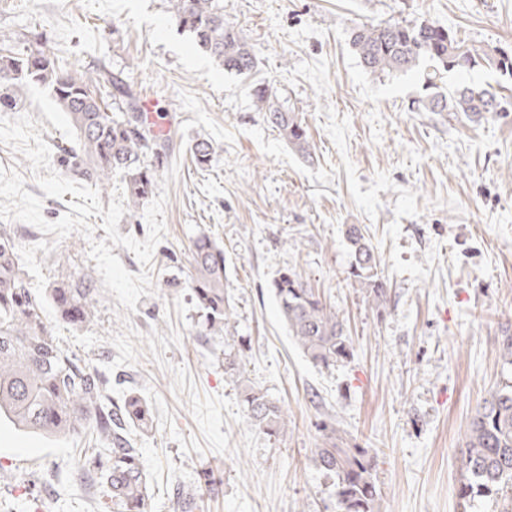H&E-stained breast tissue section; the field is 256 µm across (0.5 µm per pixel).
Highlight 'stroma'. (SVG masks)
<instances>
[{
    "mask_svg": "<svg viewBox=\"0 0 512 512\" xmlns=\"http://www.w3.org/2000/svg\"><path fill=\"white\" fill-rule=\"evenodd\" d=\"M224 18L257 57L255 70L220 68L178 31L167 0H0V51L42 49L101 82L124 78L162 139L148 162L178 167L165 208L166 234L152 260V295L136 311L101 292L83 330L100 343L63 349L102 372L116 405L146 402L152 429L131 430L150 475L148 512H174L176 490L196 491L220 470L218 493L198 512H336L332 478L314 464L335 426L345 444L378 453L380 512H512V499L458 497L461 449L471 416L503 379L498 338L512 328V74L493 58L512 55V0H224ZM428 21L478 49L474 67L448 72L437 86L428 65L405 73L366 71L353 28ZM273 88L307 129L301 155L257 109L256 85ZM471 85L506 95L505 111L473 120L432 112L421 101ZM42 121L49 145L74 128L46 89L32 86L13 111ZM215 148L197 167L190 148ZM0 166L16 168L54 222L72 194L44 196L29 161L0 145ZM358 224L387 282L377 303L349 279L346 225ZM208 235L224 251L227 319L204 336L191 280L192 244ZM37 253L48 281L96 276L89 240L71 234ZM316 288L343 321L352 355L314 366L288 334L271 288L281 271ZM141 336L136 364L114 371L109 333L123 324ZM182 334L161 368L145 335ZM248 347L237 376L224 354ZM186 367L201 394L240 400L244 386L266 392L288 422L260 435L256 455L197 453L199 428L188 394H177L172 366ZM90 431L46 438L0 423V512H106L99 486L78 462Z\"/></svg>",
    "mask_w": 512,
    "mask_h": 512,
    "instance_id": "35a3bbf8",
    "label": "stroma"
}]
</instances>
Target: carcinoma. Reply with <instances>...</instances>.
<instances>
[{
    "mask_svg": "<svg viewBox=\"0 0 512 512\" xmlns=\"http://www.w3.org/2000/svg\"><path fill=\"white\" fill-rule=\"evenodd\" d=\"M177 29L223 68L246 74L257 59L252 46L236 27L224 20V0H167ZM350 43L367 71L406 72L422 62L434 75L467 68L478 52L462 51L445 27L426 21L394 22L353 29ZM0 79L7 91L0 94V112H9L17 98L32 85L44 87L60 110L67 113L75 140L56 148V161L66 171H77L96 188L115 174L124 177L135 206L153 193L159 168L145 163L153 135L146 118L122 80L112 89L100 90V79L73 70L44 50L0 52ZM265 105L266 119L288 143L307 152L308 137L298 115L279 102L266 87L255 90ZM432 112H461L473 119L504 107L496 91L462 86L451 96L434 95L425 102ZM196 165L210 164L213 145L196 141L191 148ZM345 237L352 261L349 278L380 303L386 284L379 262L362 228L349 224ZM192 291L204 312L207 330H223L224 250L210 237L193 241ZM278 311L288 333L316 365L330 367L351 355L342 320L319 293L293 272L284 270L272 283ZM98 288L89 278L78 282L61 279L49 297L59 320L72 326L91 321ZM498 350L507 368L501 384L475 409L464 439L461 469L464 481L458 496L466 503L498 499L512 490V330L498 339ZM251 425L268 436L286 431L279 405L262 391L250 387L243 393ZM29 433L66 436L90 427L102 450L79 462L80 469L98 475L103 497L112 512H147L149 474L139 450L127 437V425L146 429L148 406L137 398L123 406L108 404L106 387L98 372L69 356L57 344L53 329L42 317V308L23 277L11 233L0 230V416ZM324 446L316 449L314 462L334 479L338 512H380L381 492L376 482L377 456L367 448H345L336 442V429L324 425Z\"/></svg>",
    "mask_w": 512,
    "mask_h": 512,
    "instance_id": "carcinoma-1",
    "label": "carcinoma"
}]
</instances>
